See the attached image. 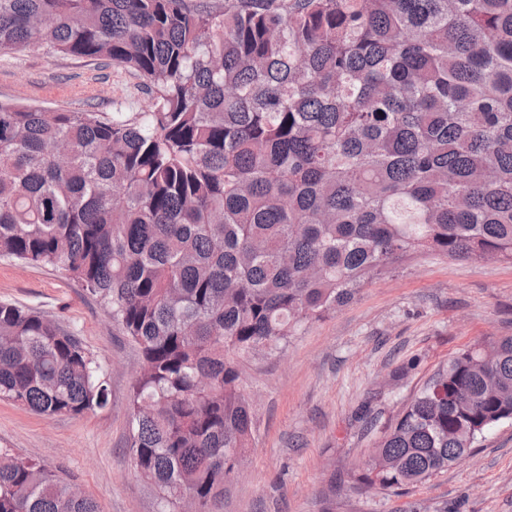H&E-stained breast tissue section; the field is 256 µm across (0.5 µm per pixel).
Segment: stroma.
Instances as JSON below:
<instances>
[{
  "mask_svg": "<svg viewBox=\"0 0 512 512\" xmlns=\"http://www.w3.org/2000/svg\"><path fill=\"white\" fill-rule=\"evenodd\" d=\"M0 102L58 111L142 112L141 78L107 59L0 53ZM0 301L42 313L102 364L109 403L81 417H45L0 400V448L71 479L101 512H160L127 448L137 345L64 270L0 259ZM512 336V263L429 254L373 279L348 304L303 326L276 352L241 362L253 445L223 512H512V423L423 484L354 488L380 431L455 353Z\"/></svg>",
  "mask_w": 512,
  "mask_h": 512,
  "instance_id": "stroma-1",
  "label": "stroma"
}]
</instances>
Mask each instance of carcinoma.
<instances>
[{"label":"carcinoma","instance_id":"obj_1","mask_svg":"<svg viewBox=\"0 0 512 512\" xmlns=\"http://www.w3.org/2000/svg\"><path fill=\"white\" fill-rule=\"evenodd\" d=\"M107 58L144 112L0 103V258L65 270L137 344L127 448L162 512H220L252 445L237 357L405 260L512 261V0H0V51ZM0 400L81 416L99 361L0 302ZM512 421V336L458 352L361 487L428 481ZM0 512H100L0 448Z\"/></svg>","mask_w":512,"mask_h":512}]
</instances>
